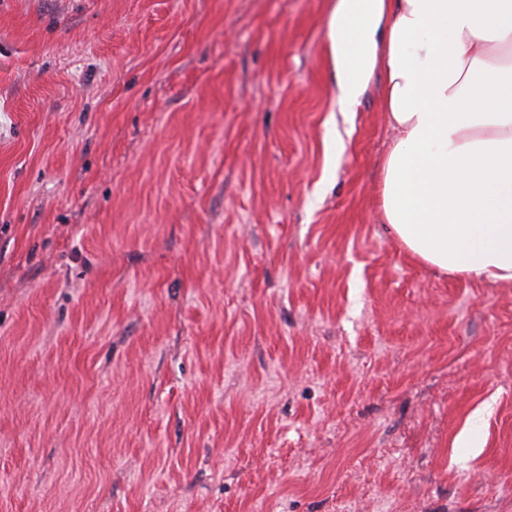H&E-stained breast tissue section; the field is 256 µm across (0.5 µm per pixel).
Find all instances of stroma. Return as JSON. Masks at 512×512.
Masks as SVG:
<instances>
[{
  "label": "stroma",
  "instance_id": "1",
  "mask_svg": "<svg viewBox=\"0 0 512 512\" xmlns=\"http://www.w3.org/2000/svg\"><path fill=\"white\" fill-rule=\"evenodd\" d=\"M334 2L0 0V512H512V284L385 228Z\"/></svg>",
  "mask_w": 512,
  "mask_h": 512
}]
</instances>
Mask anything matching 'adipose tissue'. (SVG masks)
Segmentation results:
<instances>
[{"mask_svg": "<svg viewBox=\"0 0 512 512\" xmlns=\"http://www.w3.org/2000/svg\"><path fill=\"white\" fill-rule=\"evenodd\" d=\"M325 39L344 117L383 77L393 237L425 265L512 283V0H336Z\"/></svg>", "mask_w": 512, "mask_h": 512, "instance_id": "obj_1", "label": "adipose tissue"}]
</instances>
